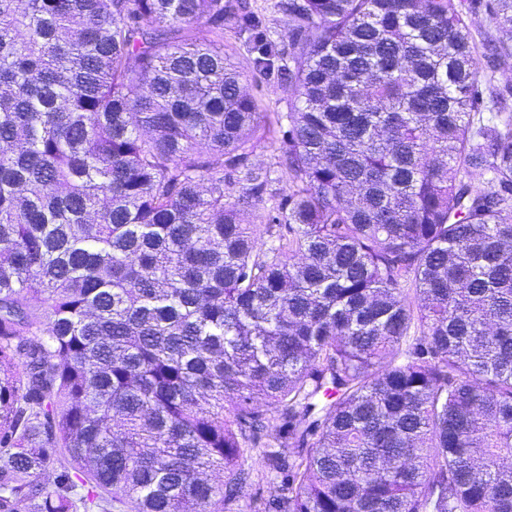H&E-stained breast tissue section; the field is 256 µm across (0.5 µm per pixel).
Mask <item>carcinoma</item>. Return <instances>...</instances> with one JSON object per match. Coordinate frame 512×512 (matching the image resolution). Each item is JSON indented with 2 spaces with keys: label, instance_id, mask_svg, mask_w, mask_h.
<instances>
[{
  "label": "carcinoma",
  "instance_id": "cac0c4a2",
  "mask_svg": "<svg viewBox=\"0 0 512 512\" xmlns=\"http://www.w3.org/2000/svg\"><path fill=\"white\" fill-rule=\"evenodd\" d=\"M279 8L0 0V512H512V0ZM251 5L257 27H224V55L229 57L244 74V87L261 113L265 142L255 150L254 161L262 166H277L275 154L268 141L278 135V112L288 111V86L278 81L276 74L259 71L252 67V47L258 41H274L279 48H288V30L291 25L288 14L273 5L279 0H247ZM258 22V23H257Z\"/></svg>",
  "mask_w": 512,
  "mask_h": 512
}]
</instances>
